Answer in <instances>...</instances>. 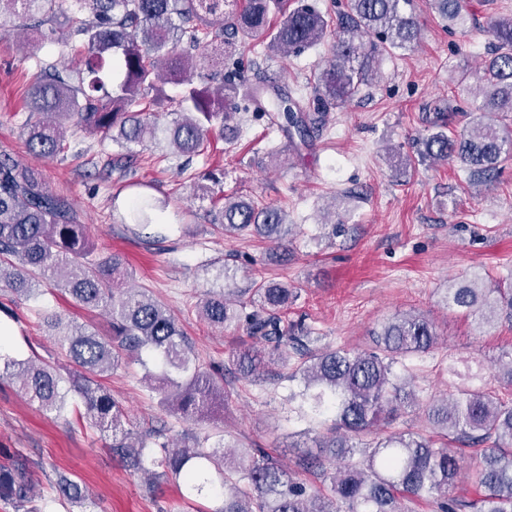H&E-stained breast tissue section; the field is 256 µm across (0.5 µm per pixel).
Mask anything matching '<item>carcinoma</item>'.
Returning a JSON list of instances; mask_svg holds the SVG:
<instances>
[{"label": "carcinoma", "instance_id": "1", "mask_svg": "<svg viewBox=\"0 0 512 512\" xmlns=\"http://www.w3.org/2000/svg\"><path fill=\"white\" fill-rule=\"evenodd\" d=\"M410 0H349L333 45V59L315 75L311 112L274 84L247 87L239 95L237 70L224 68L232 49L211 50L209 20L224 22V42L260 39L270 53L300 52L319 45L330 22L313 4L286 7V0H0V34L26 32L31 42L55 41V24L64 19L70 67L40 62L29 81L28 117L21 127L28 152L39 158L66 156L73 146L69 129L110 142L130 158L134 148L159 143L167 133L174 154L193 158L207 151L210 135L232 140L239 127L229 125L237 112L257 118L301 141L327 125L326 110L352 97L376 75V55L411 50L419 29L405 14ZM432 7L452 28L464 19L461 0H432ZM283 19L274 27L270 16ZM495 52L478 80L484 87L488 119L450 136L445 130L422 139L420 156L432 162L457 161L473 176L491 178L512 157V15L490 23ZM189 35L198 54L179 50ZM372 35L376 41L365 42ZM117 73L112 88L105 68ZM182 87L176 98L158 89L157 80ZM171 109V123L160 128L154 112ZM209 212L214 231L236 236L251 231L279 245L292 235L286 213L241 195L223 197ZM165 204L138 191L129 207L140 229L161 223ZM94 246L87 227L67 199L49 189L37 169L0 152V294L36 300L40 285L68 295L88 311L109 317L111 334L73 322L55 311L39 309L40 326L66 351L72 370L35 357H0V379L18 385L28 402L54 417L64 415L68 397L79 395L89 428L111 439L108 447L136 474L161 467L188 496L223 498L214 512H404L402 500L430 498L440 512H512V404L481 389L461 386L424 408L428 432L406 430L384 437L375 431L400 412L418 406L403 360L429 352L439 340L432 319L405 313L372 332L368 350H311L304 337L282 325L281 314L298 292L285 282L252 278L246 288L203 291L197 306L212 327L242 326L252 344L235 348L229 363L240 379L258 381L296 356L293 376L303 382L302 405L314 413H333L332 423L315 436L319 454L300 467L322 476L319 487L298 480L278 460L260 450L235 452L224 438L184 430L166 423L132 433L124 426L122 405L98 378L122 360L138 362L160 404L185 423H195L224 393V366L200 364L192 342L167 304L144 288L123 286L125 264L112 254L91 259ZM444 305L471 316L481 326L503 320L512 324V284L468 280L448 288ZM494 376L512 385V351L494 360ZM483 449L476 469H464L451 443ZM332 471H327V466ZM482 494L469 499L453 494L461 477ZM62 500H86L80 485L58 480ZM34 482L20 462L0 465V500L15 512H43L33 504Z\"/></svg>", "mask_w": 512, "mask_h": 512}]
</instances>
